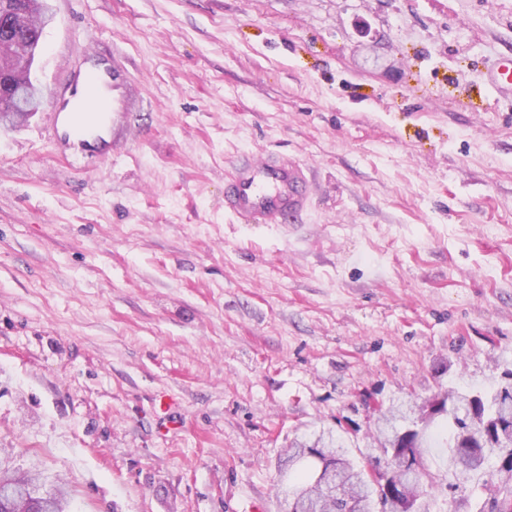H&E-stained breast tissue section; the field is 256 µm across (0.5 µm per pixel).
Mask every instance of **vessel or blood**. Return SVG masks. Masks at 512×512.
Listing matches in <instances>:
<instances>
[{"mask_svg": "<svg viewBox=\"0 0 512 512\" xmlns=\"http://www.w3.org/2000/svg\"><path fill=\"white\" fill-rule=\"evenodd\" d=\"M85 55L92 63L87 77L49 87L45 104L55 136L73 154L105 160L124 133L113 114L121 109L129 77L94 46H87ZM487 82L499 94L512 95V56L489 68ZM310 205V169L293 158L238 159L224 184L225 213L247 224L291 222Z\"/></svg>", "mask_w": 512, "mask_h": 512, "instance_id": "vessel-or-blood-1", "label": "vessel or blood"}]
</instances>
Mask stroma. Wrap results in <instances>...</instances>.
<instances>
[{"mask_svg": "<svg viewBox=\"0 0 512 512\" xmlns=\"http://www.w3.org/2000/svg\"><path fill=\"white\" fill-rule=\"evenodd\" d=\"M49 86L90 42L134 143L64 166L0 125V465L70 512H286L278 461L512 368V0H49ZM313 162L293 224L224 212L231 161ZM172 402L170 417L155 411ZM418 512H475L449 458ZM488 84L501 95H512V56L499 58L487 72Z\"/></svg>", "mask_w": 512, "mask_h": 512, "instance_id": "35a3bbf8", "label": "stroma"}]
</instances>
